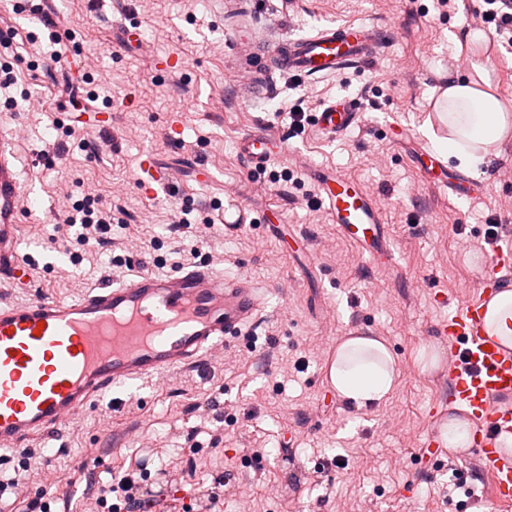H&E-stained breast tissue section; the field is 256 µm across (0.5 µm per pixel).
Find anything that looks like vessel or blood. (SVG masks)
Instances as JSON below:
<instances>
[{"label": "vessel or blood", "instance_id": "b4317fda", "mask_svg": "<svg viewBox=\"0 0 512 512\" xmlns=\"http://www.w3.org/2000/svg\"><path fill=\"white\" fill-rule=\"evenodd\" d=\"M377 26L329 23L315 33L289 38L274 65L283 73L326 77L346 66L374 59L380 48ZM365 114L355 99L323 105L312 115L315 130L334 139L361 126ZM237 150L250 171L261 172L285 151L272 134L248 133ZM10 139L0 137V287L28 288L32 264L21 255L18 208L21 187L11 158ZM423 178L437 188L464 196L484 190L485 182L460 172L439 177L435 153L416 157ZM142 184L165 188L174 169L142 157ZM319 200L337 231L379 268L396 269L393 242L373 194L337 171L310 168ZM512 275V251L496 250L484 284L437 326L452 351L448 382L456 408L478 429L472 449L481 477L489 485L490 505L512 507V457L498 438L512 432V351L484 329L487 302L500 278ZM264 296L244 279H227L207 262L159 276L140 271L132 277L91 288L67 301L34 296L21 303L0 302V450L25 457L33 442L52 436L75 415L97 406L112 388L199 366L209 351L252 328L261 317Z\"/></svg>", "mask_w": 512, "mask_h": 512}]
</instances>
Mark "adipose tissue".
<instances>
[{"label": "adipose tissue", "mask_w": 512, "mask_h": 512, "mask_svg": "<svg viewBox=\"0 0 512 512\" xmlns=\"http://www.w3.org/2000/svg\"><path fill=\"white\" fill-rule=\"evenodd\" d=\"M472 68L473 78L449 79L434 105L439 125L425 127L424 133L440 155L476 171L491 148L512 135V113L488 92L489 71L477 62ZM396 378L392 354L373 336L345 337L329 368L337 394L359 409L386 399Z\"/></svg>", "instance_id": "ef3b65f1"}]
</instances>
